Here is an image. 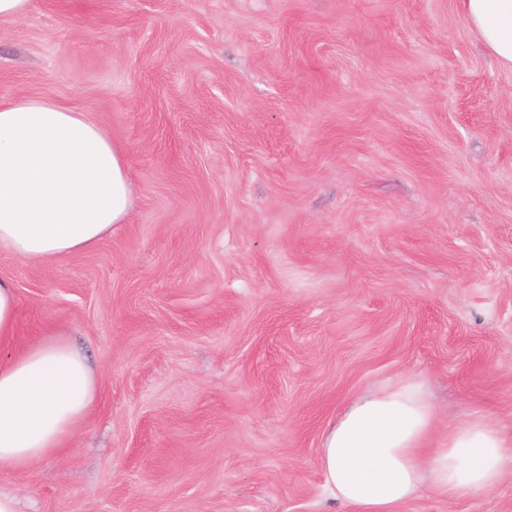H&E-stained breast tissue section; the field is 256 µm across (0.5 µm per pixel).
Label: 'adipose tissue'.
I'll use <instances>...</instances> for the list:
<instances>
[{
    "label": "adipose tissue",
    "mask_w": 512,
    "mask_h": 512,
    "mask_svg": "<svg viewBox=\"0 0 512 512\" xmlns=\"http://www.w3.org/2000/svg\"><path fill=\"white\" fill-rule=\"evenodd\" d=\"M483 47L512 69V0H460ZM123 150L87 113L33 96L0 102V251L47 263L94 248L127 223ZM98 377L54 333L0 361V470L21 474L57 455L98 396ZM325 490L350 512H401L423 489L479 497L512 467V438L483 419L437 433L421 381L356 396L320 449Z\"/></svg>",
    "instance_id": "adipose-tissue-1"
}]
</instances>
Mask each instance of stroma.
Returning <instances> with one entry per match:
<instances>
[{"label": "stroma", "instance_id": "stroma-1", "mask_svg": "<svg viewBox=\"0 0 512 512\" xmlns=\"http://www.w3.org/2000/svg\"><path fill=\"white\" fill-rule=\"evenodd\" d=\"M17 95L88 113L133 189L88 251L0 252L18 344L99 373L67 449L0 472L25 512H349L323 436L403 374L512 435V71L459 0H31ZM404 512H512V476Z\"/></svg>", "mask_w": 512, "mask_h": 512}]
</instances>
